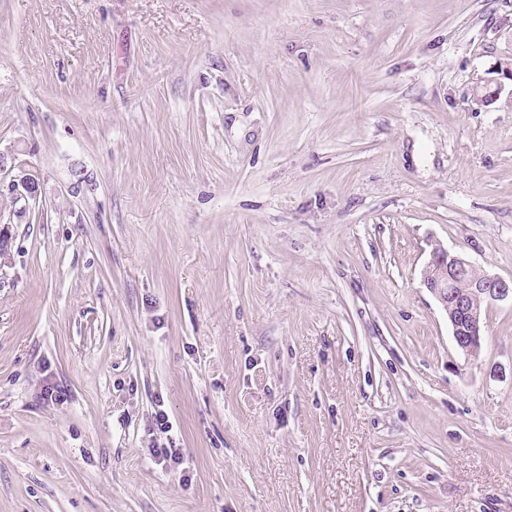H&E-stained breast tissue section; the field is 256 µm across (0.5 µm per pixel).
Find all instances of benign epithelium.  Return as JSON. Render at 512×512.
Segmentation results:
<instances>
[{"mask_svg": "<svg viewBox=\"0 0 512 512\" xmlns=\"http://www.w3.org/2000/svg\"><path fill=\"white\" fill-rule=\"evenodd\" d=\"M8 188L23 202L21 213L39 199V178L30 170H19ZM422 284L447 313L457 349L469 358H478L485 332L481 304L512 301V279L489 275L464 256L434 243L423 269Z\"/></svg>", "mask_w": 512, "mask_h": 512, "instance_id": "1", "label": "benign epithelium"}]
</instances>
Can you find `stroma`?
Segmentation results:
<instances>
[{
    "mask_svg": "<svg viewBox=\"0 0 512 512\" xmlns=\"http://www.w3.org/2000/svg\"><path fill=\"white\" fill-rule=\"evenodd\" d=\"M0 158V512H512V0H0ZM8 188L12 190L20 202H24L19 208V213L26 212L30 202L36 203L39 199L40 182L38 176L33 171L20 169L13 176V179L10 180ZM463 281L466 288H460ZM422 284L447 313L457 349L469 358H478L485 336L481 305L512 303V279L489 275L464 256L434 243Z\"/></svg>",
    "mask_w": 512,
    "mask_h": 512,
    "instance_id": "35a3bbf8",
    "label": "stroma"
}]
</instances>
